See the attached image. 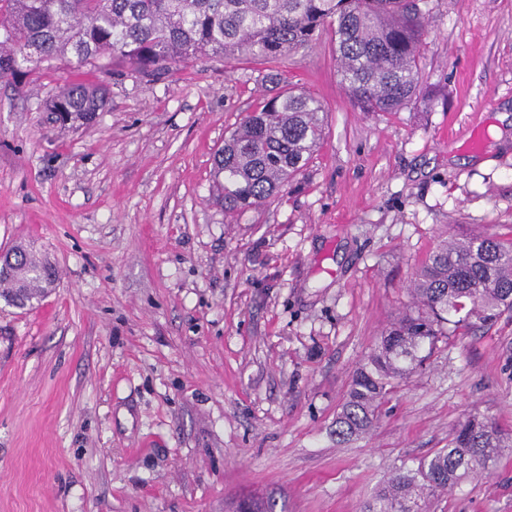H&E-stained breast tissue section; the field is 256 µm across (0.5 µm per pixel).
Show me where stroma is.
<instances>
[{"mask_svg": "<svg viewBox=\"0 0 512 512\" xmlns=\"http://www.w3.org/2000/svg\"><path fill=\"white\" fill-rule=\"evenodd\" d=\"M419 91L354 106L333 27L280 62L203 57L147 80L130 65L31 63L0 82V251L57 266L46 297L0 295V512H361L398 469L478 413L512 433V312L450 337L340 443L354 369L443 240L512 237V0H427ZM109 103L78 129L67 84ZM325 108L306 170L226 217L214 155L274 88ZM430 512H512V447ZM109 92L106 86H90L74 83L63 87L46 104V109L55 122L63 126L84 125L92 122L98 112L108 105Z\"/></svg>", "mask_w": 512, "mask_h": 512, "instance_id": "35a3bbf8", "label": "stroma"}]
</instances>
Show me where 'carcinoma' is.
Instances as JSON below:
<instances>
[{
  "label": "carcinoma",
  "instance_id": "obj_1",
  "mask_svg": "<svg viewBox=\"0 0 512 512\" xmlns=\"http://www.w3.org/2000/svg\"><path fill=\"white\" fill-rule=\"evenodd\" d=\"M425 0H0V80L25 64L67 60L78 67L103 56L159 78L199 57L269 65L310 45L336 23V61L351 101L364 112H397L419 88ZM106 86L74 83L46 104L63 126L84 125L108 105ZM324 107L292 89L263 99L224 138L215 159L219 202L232 217L277 196L323 140ZM0 278L5 297L24 307L53 287L56 269L31 249L13 250ZM414 308L381 334L355 369L336 415V440L369 432L388 396L423 368L448 336L493 325L512 312V240L481 233L438 244L415 272ZM496 425L473 415L456 425L448 446L398 470L363 512H426L439 495L493 465L511 448Z\"/></svg>",
  "mask_w": 512,
  "mask_h": 512
}]
</instances>
